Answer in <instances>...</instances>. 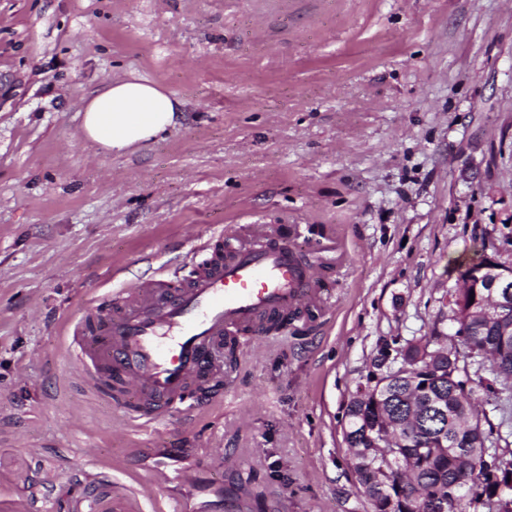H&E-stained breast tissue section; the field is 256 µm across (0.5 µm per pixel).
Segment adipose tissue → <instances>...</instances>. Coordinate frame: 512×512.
I'll return each mask as SVG.
<instances>
[{
  "label": "adipose tissue",
  "instance_id": "adipose-tissue-1",
  "mask_svg": "<svg viewBox=\"0 0 512 512\" xmlns=\"http://www.w3.org/2000/svg\"><path fill=\"white\" fill-rule=\"evenodd\" d=\"M182 108V101L158 84L117 78L81 101V132L99 148L123 153L174 128Z\"/></svg>",
  "mask_w": 512,
  "mask_h": 512
}]
</instances>
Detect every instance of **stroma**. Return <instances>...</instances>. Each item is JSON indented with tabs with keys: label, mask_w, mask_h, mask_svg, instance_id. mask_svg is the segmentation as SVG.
Segmentation results:
<instances>
[{
	"label": "stroma",
	"mask_w": 512,
	"mask_h": 512,
	"mask_svg": "<svg viewBox=\"0 0 512 512\" xmlns=\"http://www.w3.org/2000/svg\"><path fill=\"white\" fill-rule=\"evenodd\" d=\"M131 72L184 117L106 154L78 105ZM227 224L297 242L331 303L239 336L192 428L130 423L69 328ZM481 247L512 264V0H0V512H372L345 406L385 343L447 333Z\"/></svg>",
	"instance_id": "35a3bbf8"
}]
</instances>
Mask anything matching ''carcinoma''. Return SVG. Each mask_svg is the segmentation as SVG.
I'll return each instance as SVG.
<instances>
[{"label": "carcinoma", "instance_id": "1", "mask_svg": "<svg viewBox=\"0 0 512 512\" xmlns=\"http://www.w3.org/2000/svg\"><path fill=\"white\" fill-rule=\"evenodd\" d=\"M470 299L450 305L451 339L462 347L460 360L448 362V347L437 337L392 341L407 376L374 386L355 398L343 414V439L350 463L373 512H384L396 483L403 485V501L395 512H512V486L498 492L512 475V459L483 458V441L492 432L478 431V405L508 404L512 397V340L503 342L499 322L466 313ZM433 353L439 383L418 393L413 380L427 362L420 351ZM490 364L492 378L474 380L468 366ZM391 431L397 441L391 461L373 438ZM494 496V506L481 497Z\"/></svg>", "mask_w": 512, "mask_h": 512}]
</instances>
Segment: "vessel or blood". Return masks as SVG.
I'll use <instances>...</instances> for the list:
<instances>
[{
  "mask_svg": "<svg viewBox=\"0 0 512 512\" xmlns=\"http://www.w3.org/2000/svg\"><path fill=\"white\" fill-rule=\"evenodd\" d=\"M225 259L203 267L187 284L159 273L127 287L130 305L105 314L91 307L75 322L70 352L86 380L105 368L121 382L125 415L143 426L162 423L172 407L197 392L194 413L220 400L222 375L212 360L224 337L274 314L321 301L314 267L302 266L288 244L259 227L250 246L224 231Z\"/></svg>",
  "mask_w": 512,
  "mask_h": 512,
  "instance_id": "b4317fda",
  "label": "vessel or blood"
}]
</instances>
